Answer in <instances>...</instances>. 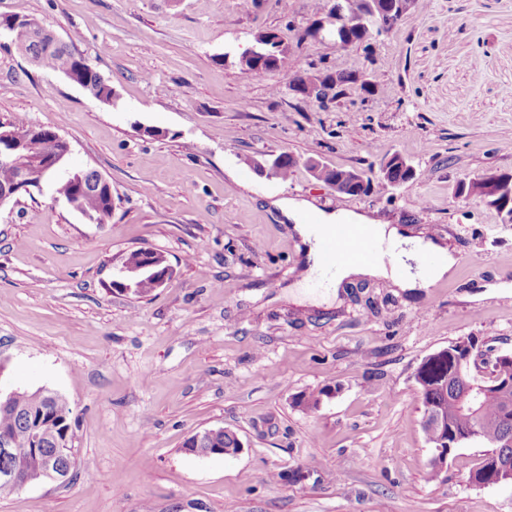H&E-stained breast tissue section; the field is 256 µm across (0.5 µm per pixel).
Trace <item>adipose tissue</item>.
<instances>
[{"instance_id":"obj_1","label":"adipose tissue","mask_w":512,"mask_h":512,"mask_svg":"<svg viewBox=\"0 0 512 512\" xmlns=\"http://www.w3.org/2000/svg\"><path fill=\"white\" fill-rule=\"evenodd\" d=\"M273 205L292 223L291 230L299 240L302 256V278L306 281L319 276L321 236L336 224L365 226L376 245L372 259L341 264L337 274L341 280L359 275L386 278L400 288L413 291L445 278L457 263L454 253L441 240L411 236L409 231L365 213L326 212L308 200L295 197L276 199ZM426 254L431 255L432 262L424 266L420 259Z\"/></svg>"}]
</instances>
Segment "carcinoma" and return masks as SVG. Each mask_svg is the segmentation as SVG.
Masks as SVG:
<instances>
[{
  "mask_svg": "<svg viewBox=\"0 0 512 512\" xmlns=\"http://www.w3.org/2000/svg\"><path fill=\"white\" fill-rule=\"evenodd\" d=\"M333 6L350 23L346 32H325L326 36L335 41L348 36L370 39L380 35L381 24L388 22L395 27L406 15L401 0H334ZM1 24L10 29L15 44L27 45L33 49L38 65L72 75L76 83L100 101L112 100V86L69 44H38L34 41L32 32L16 16L0 18ZM287 58L286 51L269 56L262 67L252 70L251 74L266 75L271 69L280 71ZM46 143L47 139L42 134L32 136L27 142L22 165L27 168L31 187L40 186L45 179L54 175L45 163ZM405 162L406 159L402 156L392 155L382 163V167L387 169L386 175L376 183L369 178L365 180L362 176H357V189L351 191L350 195L370 194L377 184L383 188L397 185L398 181L405 180L406 171L402 170ZM308 169L314 178L327 184L345 174H351L349 169L331 167L312 160L308 162ZM464 182L462 187L455 186V195L481 199L496 212L501 223L512 224L511 174H480L466 178ZM56 192L67 200L78 202L81 212L96 224H104L112 216V188L108 184H101L99 174L95 171H82L78 176L59 179ZM122 269L123 280L133 283L136 295L146 297L156 290L155 279L159 275L160 267L153 265L146 254L139 250L130 252L122 262ZM472 346L474 342L470 340L448 344V353L431 356L421 362L416 370L415 380L421 391L423 413L432 412L448 425V451L451 452L465 443L475 425H480L478 441L486 446V453L474 473L476 478L490 482L498 478L499 466L512 467V353L500 355L488 379L477 378L472 374L461 380L457 377L456 363ZM469 383L486 387L481 405L473 410L461 400V395ZM8 403L36 414L44 408L43 397L37 391L14 390ZM70 414V408L67 407L63 417L54 418L47 414L41 423L29 424L13 411L0 406V431L9 432L16 447L26 449V453L16 462L0 459V468L6 463L17 466L26 473L33 474L37 471L38 458L30 451L33 428L37 425L41 426L47 445L51 446L56 441L72 445ZM235 442L236 433L230 430L217 434L203 432L198 447L230 448Z\"/></svg>",
  "mask_w": 512,
  "mask_h": 512,
  "instance_id": "obj_1",
  "label": "carcinoma"
}]
</instances>
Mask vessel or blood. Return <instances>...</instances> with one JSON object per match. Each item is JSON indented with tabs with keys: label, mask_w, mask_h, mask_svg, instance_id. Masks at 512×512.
Instances as JSON below:
<instances>
[{
	"label": "vessel or blood",
	"mask_w": 512,
	"mask_h": 512,
	"mask_svg": "<svg viewBox=\"0 0 512 512\" xmlns=\"http://www.w3.org/2000/svg\"><path fill=\"white\" fill-rule=\"evenodd\" d=\"M375 254V244L362 226L339 224L326 233L321 243L320 265L324 279L335 278L341 262L366 261Z\"/></svg>",
	"instance_id": "vessel-or-blood-1"
}]
</instances>
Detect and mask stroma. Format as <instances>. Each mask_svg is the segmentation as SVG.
I'll return each mask as SVG.
<instances>
[{
  "instance_id": "obj_1",
  "label": "stroma",
  "mask_w": 512,
  "mask_h": 512,
  "mask_svg": "<svg viewBox=\"0 0 512 512\" xmlns=\"http://www.w3.org/2000/svg\"><path fill=\"white\" fill-rule=\"evenodd\" d=\"M332 0H0L35 16L107 78L111 102L30 63L0 37V123L71 145L68 170L98 171L115 208L95 224L54 181L0 208V390L49 388L72 409L70 482L28 484L0 512H512V486L474 487L484 445L430 474L414 379L456 340L512 352V224L456 182L512 173V0H419L373 50L300 32ZM261 30L288 43L278 74L240 54ZM372 74L322 107L292 89L311 68ZM286 153L287 179L246 160ZM397 187L351 196L314 159ZM431 227L458 262L431 287L357 281L329 297L297 287L298 241L272 205ZM150 248L174 268L150 296L114 282ZM323 391L319 407L296 406ZM223 427L235 456L185 441ZM405 162L407 164L408 161L403 158L402 156L398 155V154H394L392 155L391 157H389L388 159H385V161L382 163V166H381V173H382V176L380 178V180L376 183V185H380L381 187L383 188H387L388 186H395L397 184H401L398 182V180H406L405 179V174H406V170H402V167H404V164ZM411 166V164H409ZM383 167L385 169L388 168V171L386 173V175L383 176ZM308 169L314 178L327 183V185L336 190V192L345 194L344 189H347V182H344V179L337 181L336 183L332 182L345 174L349 175L350 177L352 171L351 169L337 166L331 167L320 162H314L313 160H309Z\"/></svg>"
}]
</instances>
